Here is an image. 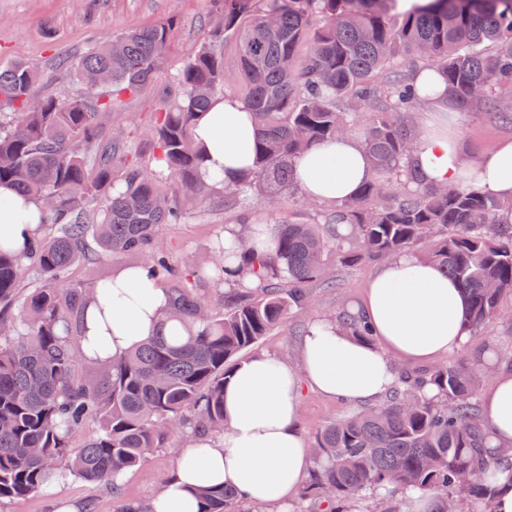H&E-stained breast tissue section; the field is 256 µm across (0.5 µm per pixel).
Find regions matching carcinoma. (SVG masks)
I'll list each match as a JSON object with an SVG mask.
<instances>
[{
    "instance_id": "obj_1",
    "label": "carcinoma",
    "mask_w": 512,
    "mask_h": 512,
    "mask_svg": "<svg viewBox=\"0 0 512 512\" xmlns=\"http://www.w3.org/2000/svg\"><path fill=\"white\" fill-rule=\"evenodd\" d=\"M392 0H210L222 21L210 42L175 78L178 96L162 101L153 132L156 167L127 160L105 121L122 99L150 83L174 35V18L133 27L99 42L70 63L78 82L110 76L111 93L85 87L76 99L38 96L34 65L0 68V183L40 197L49 235L18 253L0 240V505L40 492L58 475L105 482L116 512H137L116 475L135 468L177 438L224 434V385L237 358L310 304L308 284L336 285L341 264H381L403 253L440 266L465 291V327L481 332L504 316L512 294V199L488 198L448 185L420 192L407 160L418 130L409 117L425 107L411 82L423 63L446 76L448 105L481 107L512 124V107L494 99L512 85V0H423L390 22ZM234 41L239 97L257 125L255 166L235 185L200 175L192 130L197 112L224 92L223 41ZM495 52L487 54V48ZM360 105L375 112L361 144L373 179L357 197L334 206L322 225L285 217L264 250L217 236L206 260L179 266L159 236L180 224L186 199L216 193L232 202L250 195L269 209L295 187V162L314 146L349 133ZM176 178L185 198L162 189ZM136 256L150 279L168 284L165 332L119 358L73 377L77 326L91 288L112 282L104 262ZM76 265L86 281L72 280ZM248 275L224 315L212 312L205 283ZM33 278L32 290L22 283ZM329 320L371 339L361 319L343 311ZM512 354L497 349L475 365L466 354L425 372L398 368L386 399L331 421L315 437V467L297 512L312 497L329 512H402L399 493L416 490L462 512H495L512 461L486 451L488 431L478 382ZM199 512H248L237 492L196 491Z\"/></svg>"
}]
</instances>
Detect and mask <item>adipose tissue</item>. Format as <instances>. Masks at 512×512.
<instances>
[{"instance_id":"adipose-tissue-1","label":"adipose tissue","mask_w":512,"mask_h":512,"mask_svg":"<svg viewBox=\"0 0 512 512\" xmlns=\"http://www.w3.org/2000/svg\"><path fill=\"white\" fill-rule=\"evenodd\" d=\"M431 108L433 116L408 160L416 183L462 184L492 198H512V140L461 165L445 99L436 97ZM194 138L202 150V177L218 172L234 185L253 166L254 120L237 97H214L197 116ZM370 178L369 158L350 136L315 146L296 162L298 189L328 204L356 196ZM0 197L11 201L0 217V239L25 252L41 233L42 204L7 184L0 185ZM168 303L167 291L152 284L146 270L120 272L109 289H95L86 305L84 357L112 359L134 350L159 332ZM466 305L457 284L433 264L411 254L383 264L355 310L369 325L372 342L318 319L300 338L298 364L270 352L237 364L224 389L223 437L195 439L181 450L172 474L148 502L152 512H197L193 489L220 485L235 489L245 507L283 512L314 468L300 426L303 389L345 402L379 400L394 387L398 362H431L464 345ZM481 406L496 453L512 458V371L495 377Z\"/></svg>"}]
</instances>
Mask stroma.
Returning a JSON list of instances; mask_svg holds the SVG:
<instances>
[{
    "instance_id": "stroma-1",
    "label": "stroma",
    "mask_w": 512,
    "mask_h": 512,
    "mask_svg": "<svg viewBox=\"0 0 512 512\" xmlns=\"http://www.w3.org/2000/svg\"><path fill=\"white\" fill-rule=\"evenodd\" d=\"M175 17L176 33L155 72L152 83L127 95L106 120L109 135L120 138L125 149L141 165L153 166V130L161 101L158 86L171 82L194 58L216 26L209 0H0V64L24 61L36 66L37 93L70 98L82 93L59 58H79L93 41L124 32L128 28ZM465 157L474 159L491 151L501 140L512 138V126L501 123L480 108L456 110L451 114ZM267 224L269 212L252 200L225 203L213 196L206 203L189 207L180 224L161 228V237L172 249L174 261L188 265L205 256L214 237L228 224L242 220ZM336 287L313 283L310 306L289 314L284 327L259 343V350L294 356L305 328L317 318L342 312L359 302L376 267L335 265ZM350 402H340L307 390L301 403V430L306 439L337 417L353 411ZM188 438L177 439L171 447L156 452L140 467L128 470L123 494L130 500H145L160 488L175 466ZM78 505L79 512H115L111 490L79 479L67 478L51 488L0 506V512H55L57 500Z\"/></svg>"
}]
</instances>
